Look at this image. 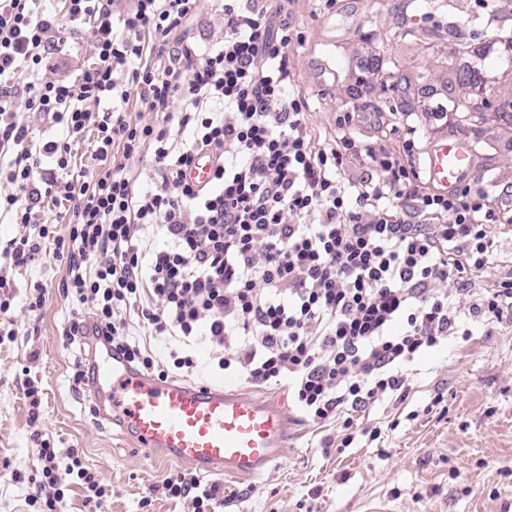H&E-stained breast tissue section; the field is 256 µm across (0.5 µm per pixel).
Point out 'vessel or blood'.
<instances>
[{"mask_svg":"<svg viewBox=\"0 0 512 512\" xmlns=\"http://www.w3.org/2000/svg\"><path fill=\"white\" fill-rule=\"evenodd\" d=\"M423 166L429 186L449 193L471 179L476 153L467 141L442 140L427 150ZM95 373L112 385L102 405L144 448L202 475H262L288 446L284 410L226 379L162 382L107 355Z\"/></svg>","mask_w":512,"mask_h":512,"instance_id":"1","label":"vessel or blood"}]
</instances>
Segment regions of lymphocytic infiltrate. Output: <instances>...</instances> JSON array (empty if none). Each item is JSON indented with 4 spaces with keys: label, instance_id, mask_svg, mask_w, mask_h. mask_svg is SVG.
<instances>
[{
    "label": "lymphocytic infiltrate",
    "instance_id": "obj_1",
    "mask_svg": "<svg viewBox=\"0 0 512 512\" xmlns=\"http://www.w3.org/2000/svg\"><path fill=\"white\" fill-rule=\"evenodd\" d=\"M35 2L0 0V155H13L4 175L18 188L5 210L39 231L7 241L0 256L24 267L52 239L66 260V294L92 310L68 331L89 351L166 379L117 319L132 310L154 335L207 342L219 368L238 366L253 383L291 378L307 417L342 419L346 448L352 413L405 391L403 365L447 339L462 311L502 317L511 281L466 309L455 298L489 268L491 228L512 221V189L497 207L469 183L440 193L414 161L382 149L369 155L374 176L348 182L355 141L316 146L305 101L286 94L288 50L302 40L284 20L294 0H224V40L204 50L170 39L198 0H133L120 15L112 0H68L69 22L94 23L96 64L55 82L41 80L39 66L62 45V25ZM20 101L61 125L64 141L33 142L16 120ZM92 101L102 111H90ZM130 101L151 121L131 120L122 109ZM89 128L106 166L80 183L65 172L71 143ZM187 129L191 139L176 140ZM147 148L154 176L143 188L130 172ZM204 152L216 159L210 189L185 179ZM49 198L68 203L67 235L41 222ZM154 233L164 246L151 244ZM39 461L32 512H63L73 484L94 507L109 493L80 449L45 445ZM162 491L193 512H212L220 494L181 472Z\"/></svg>",
    "mask_w": 512,
    "mask_h": 512
}]
</instances>
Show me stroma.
I'll return each mask as SVG.
<instances>
[{
  "label": "stroma",
  "instance_id": "obj_1",
  "mask_svg": "<svg viewBox=\"0 0 512 512\" xmlns=\"http://www.w3.org/2000/svg\"><path fill=\"white\" fill-rule=\"evenodd\" d=\"M291 24L304 37L288 52L293 81L288 92L303 97L315 145L348 136L360 146L347 178L369 170L366 151L386 149L405 156L413 139L418 153L431 143L459 137L473 145L476 183L497 195L512 183V129L467 112L437 115L449 103L466 67L498 76L493 106L512 104V0L478 8L474 0H295ZM62 51L47 56L46 79L72 80L95 64L90 24H68ZM224 36L216 0H200L188 42L207 47ZM379 74L366 76L372 60ZM414 107L411 116L400 104ZM353 113L344 123L345 113ZM494 262L476 277L475 294L512 277V225L493 228ZM66 263L43 251L25 268L0 260V278L12 294L0 318V512H27L37 491L39 440L51 447L81 448L111 492L98 512H191L188 502L156 487L176 463L150 456L120 425L99 414L84 386L74 381L85 353L66 335L72 304L62 290ZM46 302L32 311L26 299L34 284ZM131 334L148 351L168 348L191 356L192 370L180 380L199 382L219 369L207 344L181 345L152 335L137 316L126 318ZM467 338L452 337L420 354L405 370L406 399L375 404L353 415L357 431L346 448L326 438L339 424L307 421L297 406L288 413V446L280 462L257 479L224 475V497L215 512H499L512 500V310L497 320L462 315ZM43 391L39 419H32L26 381ZM379 429L373 440L369 430ZM26 480L15 483L14 472Z\"/></svg>",
  "mask_w": 512,
  "mask_h": 512
}]
</instances>
